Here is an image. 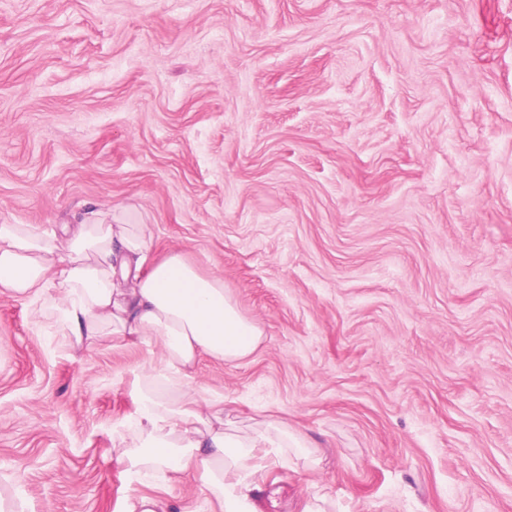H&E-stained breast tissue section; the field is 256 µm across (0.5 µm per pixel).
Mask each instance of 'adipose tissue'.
I'll list each match as a JSON object with an SVG mask.
<instances>
[{
	"mask_svg": "<svg viewBox=\"0 0 512 512\" xmlns=\"http://www.w3.org/2000/svg\"><path fill=\"white\" fill-rule=\"evenodd\" d=\"M76 224L64 238L35 224H0V290L27 302L74 352L106 340L159 342L160 366L136 376V417L120 436L128 476L189 474L221 512H256L245 464L287 447V428L263 421L240 432L225 421L223 399L200 400L187 381L201 357L252 354L261 325L183 253L153 254L143 216L95 208Z\"/></svg>",
	"mask_w": 512,
	"mask_h": 512,
	"instance_id": "ef3b65f1",
	"label": "adipose tissue"
}]
</instances>
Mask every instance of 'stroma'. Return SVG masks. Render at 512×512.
Instances as JSON below:
<instances>
[{"label":"stroma","mask_w":512,"mask_h":512,"mask_svg":"<svg viewBox=\"0 0 512 512\" xmlns=\"http://www.w3.org/2000/svg\"><path fill=\"white\" fill-rule=\"evenodd\" d=\"M85 205L262 326L190 381L313 447L258 512H512V0H0V224ZM159 351L71 352L0 291L14 512H218L117 452Z\"/></svg>","instance_id":"1"}]
</instances>
